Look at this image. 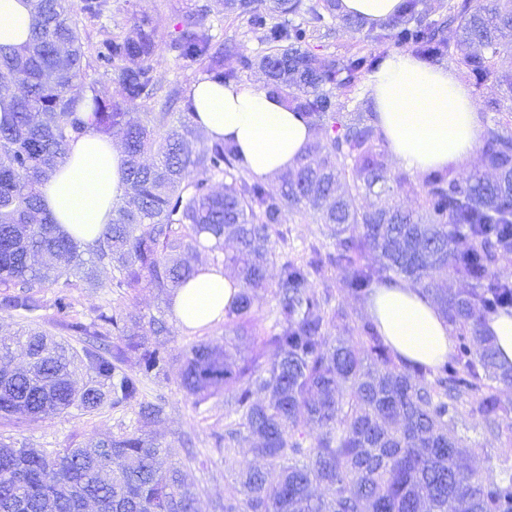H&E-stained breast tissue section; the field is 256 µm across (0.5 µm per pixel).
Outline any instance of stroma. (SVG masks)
<instances>
[{"instance_id": "35a3bbf8", "label": "stroma", "mask_w": 512, "mask_h": 512, "mask_svg": "<svg viewBox=\"0 0 512 512\" xmlns=\"http://www.w3.org/2000/svg\"><path fill=\"white\" fill-rule=\"evenodd\" d=\"M111 9L101 19L86 23L85 29L90 41L99 42L110 38L113 33L132 24L135 17L150 14L159 17V35L162 41H169L175 34L178 16L208 5L207 22L216 38L236 44L240 52L254 55L261 46L249 33L245 23L225 17L220 0H110ZM475 108L483 127H491L496 121L507 120L508 108L512 102L503 100L502 92L493 79L482 82L467 80ZM277 250L289 255L303 254L309 247H316L320 253L332 251L329 239L321 236L319 227L311 218L291 216L279 228L273 239ZM99 287L73 289L72 318L91 322L99 310L120 304L121 296L110 286L111 269L101 270ZM144 393L147 400H162L166 419L156 427L160 442L173 448L170 456L162 458V467L184 464L199 498L198 512H212L215 500L224 496L235 478L234 461L249 459L247 445H240L232 455V463H225L223 449L214 445V437L224 431V399L213 397L202 404H195L193 398L179 389L175 381L146 380ZM136 416L132 411L103 407L86 413L77 409L61 416L47 417L36 421H19L0 424V441L29 448H63L81 445L91 435H109L132 429Z\"/></svg>"}]
</instances>
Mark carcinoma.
<instances>
[{"label": "carcinoma", "instance_id": "cac0c4a2", "mask_svg": "<svg viewBox=\"0 0 512 512\" xmlns=\"http://www.w3.org/2000/svg\"><path fill=\"white\" fill-rule=\"evenodd\" d=\"M30 2L28 40L0 47V92L12 93L10 109L0 112V310L32 318L44 307L42 289L52 288L60 325L85 340L78 350L30 325L1 342L0 416L36 420L107 404L132 410L136 425L78 448L1 443L0 512H196L182 469L157 466L162 449L151 427L163 409L143 393L146 379L172 376L197 405L224 396L227 423L215 436L224 455L250 442L253 461L238 463L233 491L214 512H512V471L481 476L475 461L491 462L487 449L454 431L464 411L500 438L501 420L512 413V400L500 397L512 388V366L499 363L486 333L490 316L512 311V282L498 274L512 264V127L498 124L482 136L481 161L493 178L448 168L415 183L391 171L372 104L356 96L384 54L310 49L331 20L361 28L338 13V0H224V11L263 46L256 55L216 40L205 9L179 17L168 49L182 67L226 86L259 68L270 96L323 127L326 139L279 176L274 194L249 174L234 142L195 146L192 98L177 85L163 91L156 74L157 19L143 15L92 43L72 16L98 20L108 0ZM506 29L512 32V0L431 7L404 0L365 38L477 80L493 78L512 99V73L495 67ZM101 68L119 82L121 99L91 77ZM162 92L182 104L179 124L167 112L126 120V102L147 106ZM341 96L347 103H337ZM90 127L120 138L125 192L85 245L56 224L39 186ZM417 188L416 213L361 203ZM290 212L315 217L334 251L280 263L273 323L258 335L252 308L279 259L271 237ZM204 234L213 262L241 283L224 308V333L252 342L250 355L227 339L200 340L177 358L151 340L168 334L165 318L146 321L124 304L88 324L66 321L71 290L98 282L101 268L112 269V287L123 295L149 288L169 300L199 273L192 260ZM226 240L235 250L224 251ZM369 253L381 258L382 274L363 263ZM326 263L360 301L385 281L421 288L452 327L453 354L436 367L394 356L371 320L332 305L330 289L315 287ZM450 277L466 288L445 287ZM340 327L354 335L331 336ZM17 352L25 365L15 369ZM78 363L89 371L81 387L71 381Z\"/></svg>", "mask_w": 512, "mask_h": 512}]
</instances>
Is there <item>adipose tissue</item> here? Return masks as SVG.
I'll use <instances>...</instances> for the list:
<instances>
[{"label": "adipose tissue", "mask_w": 512, "mask_h": 512, "mask_svg": "<svg viewBox=\"0 0 512 512\" xmlns=\"http://www.w3.org/2000/svg\"><path fill=\"white\" fill-rule=\"evenodd\" d=\"M30 0H0V45L26 41ZM387 151L403 169L423 172L456 167L472 157L481 122L468 88L454 71L399 54L388 57L369 82ZM197 124L211 140H234L251 174L274 178L292 167L316 131L279 99L250 85L224 86L199 78L191 89ZM122 154L111 138L88 129L40 187L57 224L90 244L124 193ZM223 267L206 265L172 297L176 321L187 328L211 325L239 292ZM367 311L401 358L433 366L454 347L451 327L417 288L399 282L374 289Z\"/></svg>", "instance_id": "adipose-tissue-1"}]
</instances>
